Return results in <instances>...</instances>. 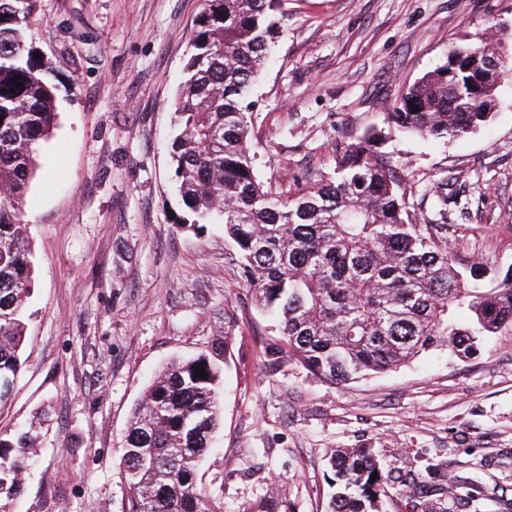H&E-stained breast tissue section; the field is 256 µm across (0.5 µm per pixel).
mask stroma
Masks as SVG:
<instances>
[{
  "label": "stroma",
  "instance_id": "35a3bbf8",
  "mask_svg": "<svg viewBox=\"0 0 512 512\" xmlns=\"http://www.w3.org/2000/svg\"><path fill=\"white\" fill-rule=\"evenodd\" d=\"M204 0H40L26 36L57 87L56 127L22 204L32 290L22 369L0 435L36 423L34 469L11 512H128L120 448L148 381L177 357L228 341L223 422L198 484L224 512L275 499L326 512L338 448H368L389 512H415L420 485L442 512L512 501V331L473 359L440 347L407 366L338 385L287 364L266 373L278 334L246 284L224 227H181L169 141L173 102ZM284 31L249 100L251 149L268 185L330 176L336 147L379 146L430 217L433 183L454 172L449 241L487 269L512 266V76L488 124L459 140L389 132L387 114L454 45L490 36L512 52V0H282Z\"/></svg>",
  "mask_w": 512,
  "mask_h": 512
}]
</instances>
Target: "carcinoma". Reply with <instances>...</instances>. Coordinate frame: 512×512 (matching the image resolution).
I'll return each instance as SVG.
<instances>
[{
    "mask_svg": "<svg viewBox=\"0 0 512 512\" xmlns=\"http://www.w3.org/2000/svg\"><path fill=\"white\" fill-rule=\"evenodd\" d=\"M280 0H205L193 52L175 98L171 143L181 222L224 225L258 307L278 339L265 368L296 363L344 384L404 365L444 343L464 360L512 330V266L479 291L476 262L458 269L448 250V178L436 183L439 218L410 210L401 181L370 132L336 149L333 175L293 193L259 179L243 97L280 25ZM38 0H0V402L21 369L24 313L32 287L28 225L20 204L54 129L56 87L25 40ZM494 49L461 46L447 63L408 86L389 128L430 139H461L487 122L467 59ZM419 111H414V107ZM224 348L162 368L135 405L121 448L129 512H222L197 485V471L221 420ZM203 365L207 378L196 376ZM38 434L0 438V501L23 490ZM337 490L329 512H387L388 477L368 450L330 461ZM378 479L371 480L372 474Z\"/></svg>",
    "mask_w": 512,
    "mask_h": 512,
    "instance_id": "obj_1",
    "label": "carcinoma"
}]
</instances>
